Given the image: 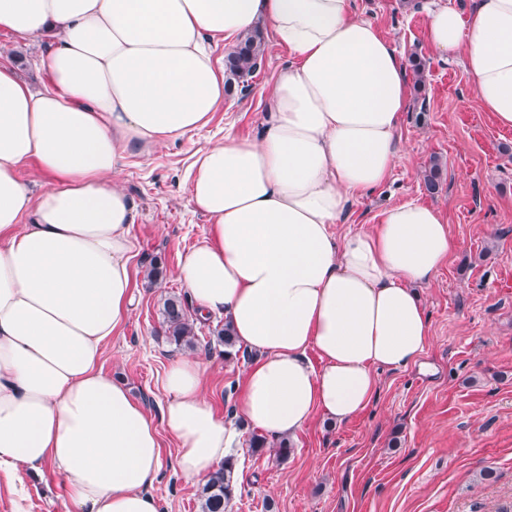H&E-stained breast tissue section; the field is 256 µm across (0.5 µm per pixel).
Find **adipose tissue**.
<instances>
[{
  "instance_id": "obj_1",
  "label": "adipose tissue",
  "mask_w": 512,
  "mask_h": 512,
  "mask_svg": "<svg viewBox=\"0 0 512 512\" xmlns=\"http://www.w3.org/2000/svg\"><path fill=\"white\" fill-rule=\"evenodd\" d=\"M288 47L259 138L225 134L194 154L189 201L209 224L180 257L199 318L221 316L254 358L235 413L269 436L366 410L378 372L414 365L430 327L417 287L455 250L445 214L417 202L343 229L399 155L408 76L354 0H0V31L60 42L36 92L0 64V470L61 478L70 512H161L165 464L206 478L238 435L195 357L173 362L151 416L101 365L134 299L130 156L205 128L224 103L212 44L251 30ZM426 39L461 56L483 111L512 127V0L468 16L430 11ZM35 165L33 191L19 172ZM321 361L313 366L308 350Z\"/></svg>"
}]
</instances>
